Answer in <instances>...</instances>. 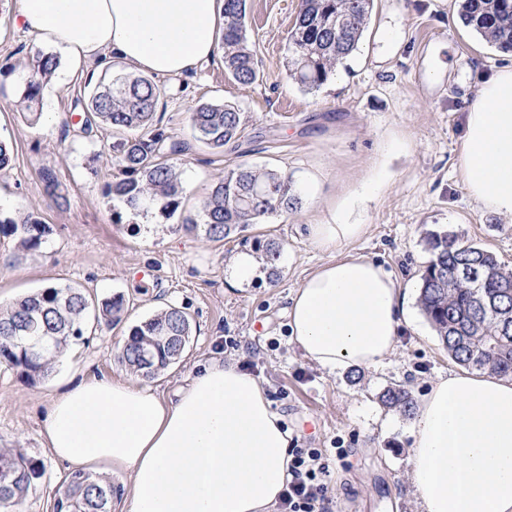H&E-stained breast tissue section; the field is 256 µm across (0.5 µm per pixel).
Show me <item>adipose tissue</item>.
<instances>
[{
  "mask_svg": "<svg viewBox=\"0 0 512 512\" xmlns=\"http://www.w3.org/2000/svg\"><path fill=\"white\" fill-rule=\"evenodd\" d=\"M224 0H20L15 14L74 69L117 62L159 77L189 74L221 45ZM458 165L471 199L512 218V63L475 92ZM382 181L370 171L308 227L331 256L304 279L288 326L328 371L392 356L408 319L402 284L353 250L357 218ZM264 386L214 358L173 396L124 378L85 377L54 397L42 430L66 466L127 477L126 512H271L288 477L291 434ZM410 482L419 512H512V380L438 377L418 401Z\"/></svg>",
  "mask_w": 512,
  "mask_h": 512,
  "instance_id": "obj_1",
  "label": "adipose tissue"
}]
</instances>
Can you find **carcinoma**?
<instances>
[{
	"label": "carcinoma",
	"mask_w": 512,
	"mask_h": 512,
	"mask_svg": "<svg viewBox=\"0 0 512 512\" xmlns=\"http://www.w3.org/2000/svg\"><path fill=\"white\" fill-rule=\"evenodd\" d=\"M247 0L224 3V69L234 81L251 85L259 69L246 37ZM373 0H301L288 35L289 76L302 88L323 85L336 66L352 54L366 31ZM460 18L465 26L485 36L503 51H512V0H462ZM57 67L52 54L37 53L29 62L22 103L31 122L38 120L45 84ZM161 89L152 80L115 76L99 84L82 107V130L105 125L123 132L112 143L121 177L106 185V192L127 205H154L175 212L184 193L181 173L173 157L188 144L173 139L158 127L156 108ZM193 138L214 149L234 140L242 113L229 104L202 102L190 113ZM48 196L58 193L55 172L40 173ZM301 199L292 179L277 170L241 165L213 185L204 203L202 223L189 218L184 228L201 231L210 241H222L271 215L298 209ZM49 225L33 215L0 218V238H13L20 253L39 250L50 235ZM431 259L420 276L419 306L437 336L458 364L512 376V268L501 265L493 253L473 243H462L446 233H429ZM126 308L117 294L95 302L70 285L50 286L0 307V367L20 370L40 380L51 373L58 358L83 336L89 317L114 324ZM192 323L181 307L166 309L134 325L119 359L132 373L153 378L183 357ZM52 336L54 342L31 354L23 350L26 338ZM381 401L411 414L408 391L389 387ZM44 475L41 460L15 448L0 449V512H23L32 484ZM117 489L112 481L87 471H73L58 490V512H111Z\"/></svg>",
	"instance_id": "cac0c4a2"
}]
</instances>
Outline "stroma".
I'll return each mask as SVG.
<instances>
[{
    "label": "stroma",
    "mask_w": 512,
    "mask_h": 512,
    "mask_svg": "<svg viewBox=\"0 0 512 512\" xmlns=\"http://www.w3.org/2000/svg\"><path fill=\"white\" fill-rule=\"evenodd\" d=\"M17 8L18 0H0V137L13 147L11 166L0 174V212L34 213L52 232L24 256L13 240H0V305L66 284L98 300L121 294L127 301L121 322L87 321L84 342L47 378L31 382L0 369V448L23 449L45 469L24 512H54L68 475L42 437L50 399L83 376H127L118 352L130 328L170 305L189 314L192 336L181 361L151 387L172 395L223 352L265 386L296 447L347 449L331 467L333 512H417L408 480L413 418L385 407L380 396L398 385L419 398L437 377L460 369L418 304L417 283L430 259L426 233L448 232L512 267V219L475 204L456 163L471 97L503 65L502 52L463 24L457 0H374L356 51L319 89L306 91L285 67L299 0H247L256 83L231 79L220 54L195 72L156 80L160 127L190 144L178 161L181 204L165 216L106 194L120 175L110 151L117 133L80 129L74 101L88 96L90 76L72 72L66 58L43 91L40 122L26 123L18 99L27 58L41 45L14 24ZM200 102L243 112L234 142L217 150L193 142L190 113ZM381 160L390 176L369 203L368 229L354 248L410 284L409 321L393 357L332 373L304 357L288 327L292 296L329 258L309 243L306 227L325 221L327 201ZM241 164L287 173L301 197L298 210L221 242L181 230L185 218H200L217 179ZM45 167L56 171L66 204L45 195ZM310 172L316 185L305 181ZM259 241L280 244L277 274L231 286L230 260L254 252Z\"/></svg>",
    "instance_id": "stroma-1"
}]
</instances>
